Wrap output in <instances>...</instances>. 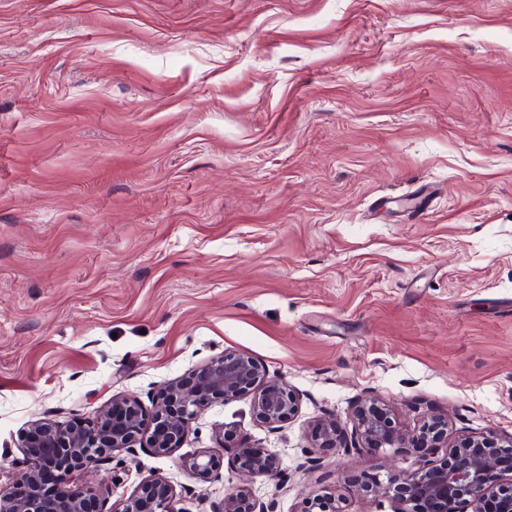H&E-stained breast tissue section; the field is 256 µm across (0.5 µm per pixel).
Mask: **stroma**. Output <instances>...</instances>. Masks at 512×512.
I'll use <instances>...</instances> for the list:
<instances>
[{
    "label": "stroma",
    "mask_w": 512,
    "mask_h": 512,
    "mask_svg": "<svg viewBox=\"0 0 512 512\" xmlns=\"http://www.w3.org/2000/svg\"><path fill=\"white\" fill-rule=\"evenodd\" d=\"M227 351L298 413L246 395L114 452L83 478L106 512L156 475L177 512H391L362 478L448 450L319 446L369 397L407 433L512 436V0H0V484L30 421L152 410ZM230 448H224L222 443L219 448L212 451H206L196 456L188 463V473L200 484L210 483L219 476V471L223 463L224 453ZM231 452L239 461L244 472L254 476H274L280 470L279 460L264 448L241 446L232 448ZM274 499L264 501L252 497L246 490L228 493L220 503L211 505L209 512H275L272 507Z\"/></svg>",
    "instance_id": "stroma-1"
}]
</instances>
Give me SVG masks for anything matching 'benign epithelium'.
<instances>
[{
    "label": "benign epithelium",
    "instance_id": "obj_1",
    "mask_svg": "<svg viewBox=\"0 0 512 512\" xmlns=\"http://www.w3.org/2000/svg\"><path fill=\"white\" fill-rule=\"evenodd\" d=\"M247 394L252 395L255 419L270 429L298 413L299 399L284 380L269 376L252 356L229 351L170 382L149 413L135 400L114 396L89 423L34 420L22 435L23 459L16 478L0 485V512H104L84 486L88 469L109 461L117 450L134 453L145 430L147 447L168 455L180 447L202 408ZM353 418L348 453L400 448L405 442L426 451L441 447L448 437V425L438 418L407 435L374 398L357 406ZM227 451L250 475L274 476L279 471V460L264 448L221 446L190 460L191 478L200 484L218 478ZM505 472L512 474V437L469 436L449 446L445 466L419 468L403 476L390 473L384 481L368 477L361 490L390 499L393 512H463L465 506L470 512H512V480L494 482ZM175 499L173 486L158 476L145 480L126 498L121 512H175ZM273 504L238 490L211 505V512H273ZM302 512L344 510L333 497L315 496Z\"/></svg>",
    "mask_w": 512,
    "mask_h": 512
}]
</instances>
